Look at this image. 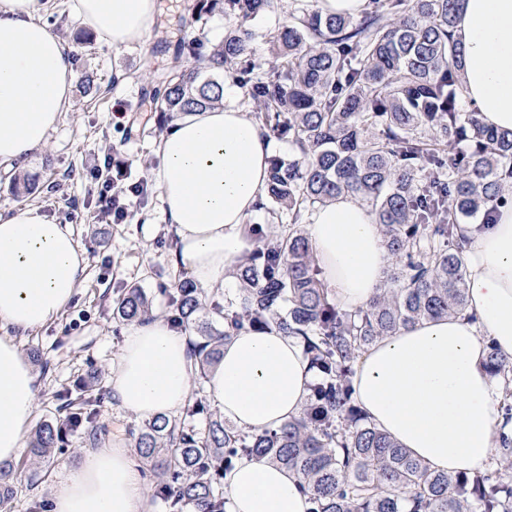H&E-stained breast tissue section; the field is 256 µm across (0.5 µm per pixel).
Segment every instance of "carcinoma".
Masks as SVG:
<instances>
[{
	"label": "carcinoma",
	"instance_id": "obj_1",
	"mask_svg": "<svg viewBox=\"0 0 512 512\" xmlns=\"http://www.w3.org/2000/svg\"><path fill=\"white\" fill-rule=\"evenodd\" d=\"M461 0H369L358 17L326 14L292 0L288 20L266 34L274 59L253 77L255 34L248 21L281 0H191L196 20L234 17L209 48L190 39L171 53L167 73L147 77L142 93L157 128L184 112L224 102V79L244 90L255 118L286 135L294 155L271 160L262 208L288 213L275 235L255 224L257 247L234 271L238 288L206 293L190 279L162 289L165 317L191 339L190 367L206 380L224 344L243 330L299 336L318 376L302 414L275 429L238 431L195 399L179 419L158 416L129 429L153 470L152 496L168 512H225L224 476L245 458L298 473L310 512H512V438L500 440L497 468L448 477L430 471L355 404L351 378L365 348L421 321L467 307L461 221L490 224L512 202V131L485 125L460 108L463 54L453 36ZM352 196L380 224L393 267L364 309L329 298L312 246L295 225L320 205ZM112 314L145 323L154 298L139 287L117 291ZM487 368L503 379V413L512 421V359L492 351ZM60 415L31 437L28 451L50 461L66 432L93 446L108 428L92 386L62 393ZM207 418L204 434L186 424Z\"/></svg>",
	"mask_w": 512,
	"mask_h": 512
}]
</instances>
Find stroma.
<instances>
[{
	"label": "stroma",
	"mask_w": 512,
	"mask_h": 512,
	"mask_svg": "<svg viewBox=\"0 0 512 512\" xmlns=\"http://www.w3.org/2000/svg\"><path fill=\"white\" fill-rule=\"evenodd\" d=\"M158 2L155 30L141 42L121 48L103 46L97 34L75 19L65 0H47L41 15L43 22L58 28L79 59L73 65L72 107L25 172L26 182L36 189L27 204L41 208L57 223L72 225L87 250L88 268L82 288L57 320L16 338L41 386L33 419L37 425L58 417L61 394L84 384L94 370L104 389L101 420L122 436L137 424V417L107 392L126 329L112 316V299L117 288L136 284L154 294L156 306H163L161 286L183 274L174 263V234L152 181L158 137L154 121L145 117L153 105L141 95L142 79L162 72L169 60L168 47L182 39L195 36L207 46L221 40L229 18L215 13L195 23L187 11L188 0ZM86 70L100 85L99 93L83 94L80 83ZM118 112L124 113L123 122H116ZM106 179L123 193L130 212L125 223L114 224L98 214V192ZM137 181L144 183V194L129 192V185ZM87 450L83 435L73 433L68 446L55 449L35 489L27 483L30 458L23 455L10 462L15 493L0 503V512H49L58 481L80 466Z\"/></svg>",
	"instance_id": "stroma-1"
}]
</instances>
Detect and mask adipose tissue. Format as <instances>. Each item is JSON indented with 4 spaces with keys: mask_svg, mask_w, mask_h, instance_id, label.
<instances>
[{
    "mask_svg": "<svg viewBox=\"0 0 512 512\" xmlns=\"http://www.w3.org/2000/svg\"><path fill=\"white\" fill-rule=\"evenodd\" d=\"M101 43L142 41L157 0H69ZM43 0H0V167L23 172L69 110L72 49L38 19ZM463 50L464 96L483 123L512 130V0H463L454 28ZM153 174L176 239L175 263L201 287H223L254 247L247 222L267 187L273 144L224 85L222 106L181 114L158 145ZM465 312L426 320L369 345L353 376L367 418L431 471L455 475L494 463L501 434V384L485 368L488 346L512 357V205L495 223L465 224ZM320 277L337 304L365 307L390 257L365 205L340 196L308 226ZM87 254L72 225L40 208L0 215V463L26 446L39 394L14 340L58 318L84 282ZM188 336L158 316L127 328L112 365L113 397L139 417L177 416L194 378ZM314 375L300 339L242 332L224 346L207 380L211 403L238 430L257 433L302 412ZM227 512H307L296 473L264 460L225 478ZM152 489L142 467L113 440L67 472L51 512H145Z\"/></svg>",
    "mask_w": 512,
    "mask_h": 512,
    "instance_id": "1",
    "label": "adipose tissue"
}]
</instances>
